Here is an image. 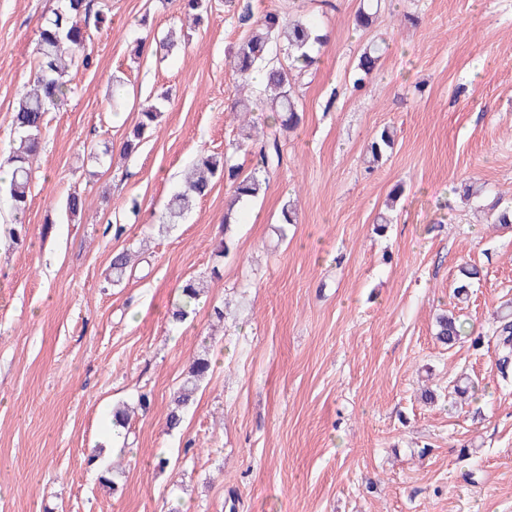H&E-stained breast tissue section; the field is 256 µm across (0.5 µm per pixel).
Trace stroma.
Masks as SVG:
<instances>
[{
    "instance_id": "35a3bbf8",
    "label": "stroma",
    "mask_w": 512,
    "mask_h": 512,
    "mask_svg": "<svg viewBox=\"0 0 512 512\" xmlns=\"http://www.w3.org/2000/svg\"><path fill=\"white\" fill-rule=\"evenodd\" d=\"M104 2L110 25L87 28L92 63L71 68L76 92L48 115L26 242L0 245V512H512V375L497 372L492 335L512 303V227L482 221L491 201L512 203V0H382L364 31L359 0H251L257 15L315 14L328 41L298 89L304 120L284 135L281 167L227 230L221 179L183 223L165 229L158 216L201 150L246 160L231 149L241 88L228 54L247 26L224 0L192 29L178 0ZM58 5L0 0V158L37 29ZM172 30L185 36L173 55H133L136 38ZM381 39L378 71L354 88L360 50ZM116 75L130 90L118 114ZM155 100L161 127L137 153L89 159L120 146ZM385 126L394 149L366 172L365 145ZM471 181L483 191L463 198ZM73 191L85 209L70 223L60 204ZM291 199L297 221L280 223ZM123 248L133 266L106 287ZM465 262L482 277L462 303ZM190 279L206 293L171 324ZM445 310L466 332L451 348L435 337ZM200 355L213 370L168 430ZM461 375L476 392L459 404ZM143 393L148 408L116 444L113 406ZM104 465L114 486L98 479Z\"/></svg>"
}]
</instances>
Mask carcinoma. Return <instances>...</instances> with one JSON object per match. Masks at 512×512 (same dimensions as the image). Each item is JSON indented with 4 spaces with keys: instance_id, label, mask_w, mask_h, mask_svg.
<instances>
[{
    "instance_id": "1",
    "label": "carcinoma",
    "mask_w": 512,
    "mask_h": 512,
    "mask_svg": "<svg viewBox=\"0 0 512 512\" xmlns=\"http://www.w3.org/2000/svg\"><path fill=\"white\" fill-rule=\"evenodd\" d=\"M62 5L40 25L35 48L34 66L27 89L16 99L12 109V126L17 135V146L7 159L11 166V178L7 193L11 204L15 227L8 229V238L13 244L23 241V218L28 209L33 165L42 150V133L47 126V114L68 101L74 93L68 79L69 69L75 63L74 53L84 47L88 38L87 27L81 26L89 20L92 0H61ZM250 22L249 34L236 46L230 56V66L247 88L255 72L266 71V83L259 91H250L238 98L233 113L241 118L240 141L236 148L252 153L256 163L251 169L242 164H230L218 154L201 153L185 171L180 187L166 201L163 223L174 225L191 210L193 203L206 196L213 187V180L224 177L232 195L224 213V224L234 218V206L242 199H256L265 194L269 185V174L282 162L281 137L301 122L300 104L296 85L300 79L313 73L318 62L314 54L316 46L323 45L327 36L320 33L317 18L313 15L286 17L278 12H267L260 16H244ZM286 47L287 62L278 57L281 47ZM384 49L378 42L366 45L358 58L356 83L362 84L378 68ZM125 82L115 77L109 98L111 111H121L125 100ZM269 112L267 130L253 137L255 122L249 118L257 105ZM162 116L161 110L150 106L139 113L131 131L122 142L121 152L125 156L138 151L142 141L156 133ZM395 133L384 127L371 139L365 149L366 170L372 171L387 157L394 147ZM65 212L69 220L80 217L85 209V199L70 194L65 200ZM132 256L128 250L112 254L106 280L119 285L124 280ZM480 270L471 264L459 267V283L456 292L467 294L471 280L478 278ZM205 290L194 280H188L181 288V299L171 313V322L181 323L195 309ZM499 325L493 334L499 349L496 368L502 376L512 371V309L498 316ZM436 339L449 347L464 336L463 323L452 314H440L436 318ZM210 371V361L198 357L189 367L188 375L174 398V406L167 417V425L176 428L182 421L186 408Z\"/></svg>"
}]
</instances>
